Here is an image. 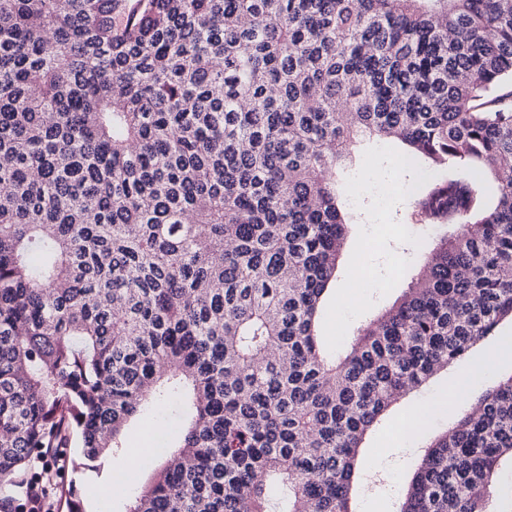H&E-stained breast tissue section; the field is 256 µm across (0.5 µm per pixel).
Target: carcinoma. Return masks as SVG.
Masks as SVG:
<instances>
[{
	"label": "carcinoma",
	"instance_id": "carcinoma-1",
	"mask_svg": "<svg viewBox=\"0 0 512 512\" xmlns=\"http://www.w3.org/2000/svg\"><path fill=\"white\" fill-rule=\"evenodd\" d=\"M508 85L512 0H0V504L173 402L129 512H353L367 431L512 320ZM374 137L426 161L411 206L441 235L336 358L333 174ZM506 463L512 376L396 512H491Z\"/></svg>",
	"mask_w": 512,
	"mask_h": 512
}]
</instances>
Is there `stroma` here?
Segmentation results:
<instances>
[{"instance_id": "1", "label": "stroma", "mask_w": 512, "mask_h": 512, "mask_svg": "<svg viewBox=\"0 0 512 512\" xmlns=\"http://www.w3.org/2000/svg\"><path fill=\"white\" fill-rule=\"evenodd\" d=\"M405 156V148L400 142L374 139L358 147L351 166L336 171V189L346 202L352 219L320 325L330 353L343 354L357 327L400 300L419 274L425 255L437 242L436 231L430 225L420 223L410 208L409 201L419 183L420 168L404 165ZM370 167L384 171V180L378 183L367 180L365 171ZM357 267L364 268L371 276L373 288L361 289L351 279L350 273ZM359 290L365 291L368 297L364 309L347 319H338L335 313L337 300L344 293ZM509 375H512V324L506 322L497 335L480 341L468 355L394 404L368 432L362 444V459L381 454L383 468L378 472L362 468L355 491L357 512H395L424 443L448 429L487 386ZM459 382L465 385L466 401H446L449 386ZM429 398L435 399L436 404L430 411L428 428L411 438L402 436L398 426L409 408ZM180 427L178 407L149 410L129 427L125 445L129 448H167L172 445ZM124 467V455L115 454L104 461L100 472L81 476L80 481L87 489L88 512H127L134 492L149 481L152 470L143 468L132 477L128 493L104 497L103 488Z\"/></svg>"}]
</instances>
